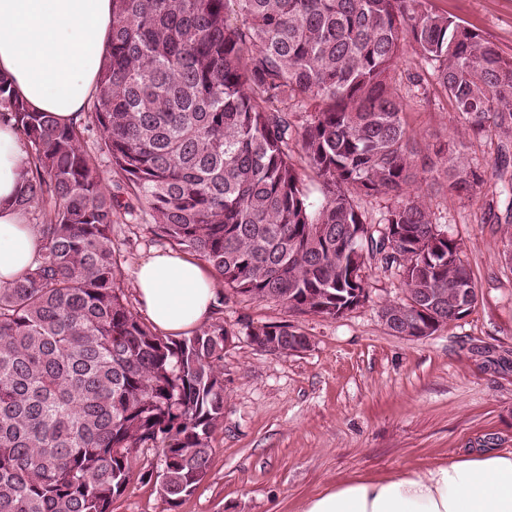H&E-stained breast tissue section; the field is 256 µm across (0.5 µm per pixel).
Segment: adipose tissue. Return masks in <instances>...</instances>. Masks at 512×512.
Here are the masks:
<instances>
[{
    "mask_svg": "<svg viewBox=\"0 0 512 512\" xmlns=\"http://www.w3.org/2000/svg\"><path fill=\"white\" fill-rule=\"evenodd\" d=\"M112 27V0H0V75L37 112L71 123L97 91ZM25 141L0 119V285L20 277L40 248L16 198ZM141 311L160 330L207 322L214 280L198 262L158 251L135 272ZM301 512H512V452L488 450L424 470L350 479L307 498Z\"/></svg>",
    "mask_w": 512,
    "mask_h": 512,
    "instance_id": "1",
    "label": "adipose tissue"
}]
</instances>
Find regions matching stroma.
Returning <instances> with one entry per match:
<instances>
[{"label": "stroma", "instance_id": "stroma-1", "mask_svg": "<svg viewBox=\"0 0 512 512\" xmlns=\"http://www.w3.org/2000/svg\"><path fill=\"white\" fill-rule=\"evenodd\" d=\"M512 57V0H432ZM420 147L456 143L457 121L436 95L408 101ZM503 183L490 178L473 199L428 185V200L478 288L469 315L432 336L387 332L383 304L398 279L375 265L369 299L341 318L299 315L272 301H245L216 283L213 320L234 331L224 351V423L212 437L207 474L169 510L154 482L133 481L112 512H297L299 503L353 476L376 477L487 449L512 450V268L502 255ZM144 213L121 214L112 234L130 307L134 272L171 244ZM287 323L311 341L302 352L257 348L251 329Z\"/></svg>", "mask_w": 512, "mask_h": 512}]
</instances>
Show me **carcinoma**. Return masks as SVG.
<instances>
[{
	"label": "carcinoma",
	"instance_id": "cac0c4a2",
	"mask_svg": "<svg viewBox=\"0 0 512 512\" xmlns=\"http://www.w3.org/2000/svg\"><path fill=\"white\" fill-rule=\"evenodd\" d=\"M428 0H112L108 55L84 117L62 125L0 75V117L28 151L16 203L42 251L0 286V512H112L133 477L175 508L206 475L224 422L215 322L159 336L130 309L112 249V187L160 236L235 294L337 319L369 297L365 269L394 270L411 311L400 336L466 316L476 284L420 192L442 172L472 197L488 171L461 150L420 156L404 96L439 92L463 134L512 139V58ZM430 65L406 94L404 47ZM295 101L292 113L280 104ZM94 132L114 186L85 147ZM321 197L309 198L302 172ZM389 203L372 222L357 201ZM283 349L303 333L249 332ZM158 450L137 469L138 451Z\"/></svg>",
	"mask_w": 512,
	"mask_h": 512
}]
</instances>
